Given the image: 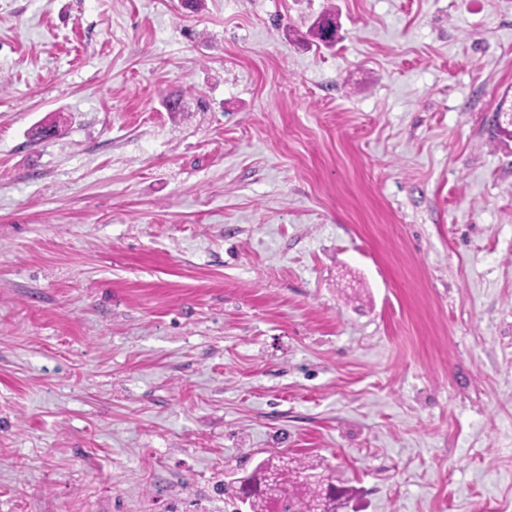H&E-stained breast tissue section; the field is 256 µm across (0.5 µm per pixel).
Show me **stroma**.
Here are the masks:
<instances>
[{"label":"stroma","mask_w":512,"mask_h":512,"mask_svg":"<svg viewBox=\"0 0 512 512\" xmlns=\"http://www.w3.org/2000/svg\"><path fill=\"white\" fill-rule=\"evenodd\" d=\"M508 89L512 0H0V512H512ZM241 479L237 492L249 512H270L272 507L278 512H313L331 499L332 488L341 499L353 495V489L333 483L336 479L326 467L280 453L269 455Z\"/></svg>","instance_id":"1"}]
</instances>
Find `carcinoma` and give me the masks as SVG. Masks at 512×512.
I'll return each instance as SVG.
<instances>
[{
    "label": "carcinoma",
    "mask_w": 512,
    "mask_h": 512,
    "mask_svg": "<svg viewBox=\"0 0 512 512\" xmlns=\"http://www.w3.org/2000/svg\"><path fill=\"white\" fill-rule=\"evenodd\" d=\"M336 34V18L331 14L320 16L313 35L325 45ZM330 470L318 464L304 462L280 453L262 460L255 470L240 480L238 493L248 503L249 512H313L321 503L331 499V489L337 488L344 500L353 495V489L335 486Z\"/></svg>",
    "instance_id": "cac0c4a2"
}]
</instances>
